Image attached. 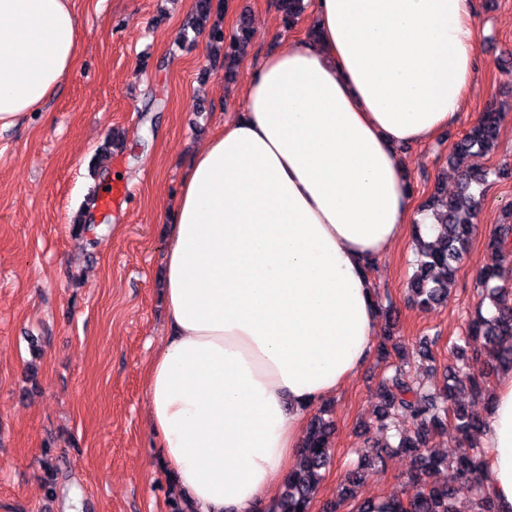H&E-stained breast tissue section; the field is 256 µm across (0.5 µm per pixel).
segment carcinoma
<instances>
[{"mask_svg":"<svg viewBox=\"0 0 512 512\" xmlns=\"http://www.w3.org/2000/svg\"><path fill=\"white\" fill-rule=\"evenodd\" d=\"M284 22L291 27L304 10L303 0H278ZM210 41L224 45L225 76L233 74L238 59L244 54L252 30L247 15L239 16L235 32L224 36V30L215 26L209 31ZM501 114L489 108L458 141L449 156L460 173V192L457 195H438L431 205L439 224V234L432 242L416 238L414 272L408 283L412 304L428 309L448 300L458 265L464 259L475 232L476 195L471 192L485 182L487 172L477 159L489 155L495 148ZM512 224H498L488 237L487 246L507 260L512 257ZM500 270L481 268L476 283L481 288V299L468 326V337L483 338L485 353L469 356L466 348L455 342L451 352L458 366L448 370L443 386L425 391L421 382L407 374L400 365L388 366L389 373L378 384L381 408L377 431L390 429L392 418L403 416L411 423L407 433L396 432L397 447L410 458L414 477L420 491L407 500L393 499L394 512H456L453 498L458 485H472L476 498L472 512H495L488 486L486 458L474 450L472 441L481 433L484 419L465 407L452 403L454 394L465 389L474 398L489 395L488 379L504 366H512V282L499 283ZM453 430L460 448L453 460L430 450L435 436ZM335 424L322 416L311 418L306 428L302 451L284 480L280 497L268 507V512H310L326 469L333 461L331 438ZM376 460L362 458L345 477L336 506H341L352 493L367 466ZM444 466L449 469L448 482L442 486L429 485L424 476Z\"/></svg>","mask_w":512,"mask_h":512,"instance_id":"1","label":"carcinoma"}]
</instances>
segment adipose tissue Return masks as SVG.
I'll return each mask as SVG.
<instances>
[{
  "mask_svg": "<svg viewBox=\"0 0 512 512\" xmlns=\"http://www.w3.org/2000/svg\"><path fill=\"white\" fill-rule=\"evenodd\" d=\"M313 19L254 67L170 209L167 337L146 386L192 512H258L307 412L367 362L368 263L412 218L398 149L456 124L482 67L476 0H313ZM77 44L72 0H0V129L56 92ZM479 445L512 512L511 368Z\"/></svg>",
  "mask_w": 512,
  "mask_h": 512,
  "instance_id": "obj_1",
  "label": "adipose tissue"
}]
</instances>
